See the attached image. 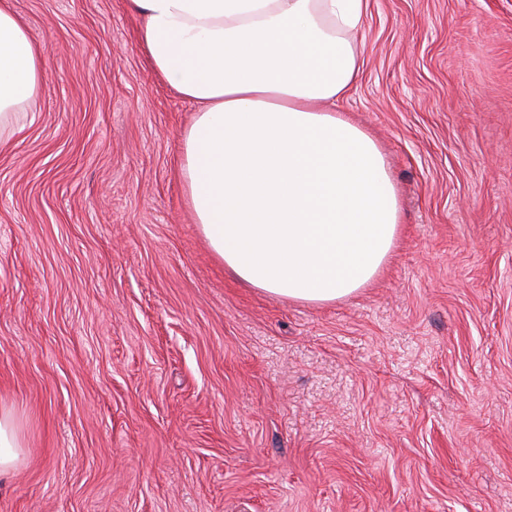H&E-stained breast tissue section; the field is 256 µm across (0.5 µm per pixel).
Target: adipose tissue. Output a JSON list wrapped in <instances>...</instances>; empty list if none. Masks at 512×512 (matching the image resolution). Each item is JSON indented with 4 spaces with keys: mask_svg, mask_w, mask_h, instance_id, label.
<instances>
[{
    "mask_svg": "<svg viewBox=\"0 0 512 512\" xmlns=\"http://www.w3.org/2000/svg\"><path fill=\"white\" fill-rule=\"evenodd\" d=\"M154 70L197 104L181 175L215 255L265 293L309 303L368 285L400 206L374 138L337 112L356 82L368 0H131ZM44 83L0 0V133Z\"/></svg>",
    "mask_w": 512,
    "mask_h": 512,
    "instance_id": "adipose-tissue-1",
    "label": "adipose tissue"
}]
</instances>
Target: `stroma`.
Listing matches in <instances>:
<instances>
[{"mask_svg": "<svg viewBox=\"0 0 512 512\" xmlns=\"http://www.w3.org/2000/svg\"><path fill=\"white\" fill-rule=\"evenodd\" d=\"M10 4L45 81L0 139V512H512V0H368L337 109L403 224L327 304L213 253L129 0ZM17 427L9 411H0V474L13 470L21 456Z\"/></svg>", "mask_w": 512, "mask_h": 512, "instance_id": "obj_1", "label": "stroma"}]
</instances>
